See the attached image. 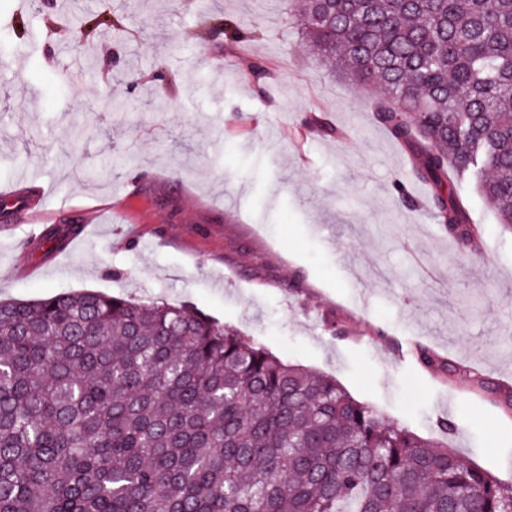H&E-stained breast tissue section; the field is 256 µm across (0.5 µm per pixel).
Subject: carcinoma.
<instances>
[{
  "label": "carcinoma",
  "instance_id": "obj_1",
  "mask_svg": "<svg viewBox=\"0 0 512 512\" xmlns=\"http://www.w3.org/2000/svg\"><path fill=\"white\" fill-rule=\"evenodd\" d=\"M291 12L382 93L448 237L480 250L467 180L512 232V0ZM0 512H512V483L187 304L86 290L0 300Z\"/></svg>",
  "mask_w": 512,
  "mask_h": 512
}]
</instances>
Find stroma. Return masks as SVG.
Segmentation results:
<instances>
[{
    "instance_id": "1",
    "label": "stroma",
    "mask_w": 512,
    "mask_h": 512,
    "mask_svg": "<svg viewBox=\"0 0 512 512\" xmlns=\"http://www.w3.org/2000/svg\"><path fill=\"white\" fill-rule=\"evenodd\" d=\"M105 9L124 36H43ZM379 97L289 0H0V299L190 304L512 482V234L463 182L460 251ZM35 222L82 230L51 251Z\"/></svg>"
}]
</instances>
